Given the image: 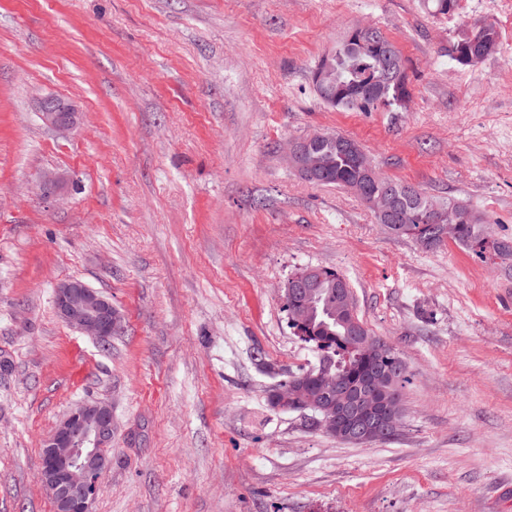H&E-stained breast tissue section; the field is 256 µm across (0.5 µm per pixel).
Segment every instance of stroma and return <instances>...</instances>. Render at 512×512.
<instances>
[{
  "label": "stroma",
  "instance_id": "stroma-1",
  "mask_svg": "<svg viewBox=\"0 0 512 512\" xmlns=\"http://www.w3.org/2000/svg\"><path fill=\"white\" fill-rule=\"evenodd\" d=\"M491 24L471 67L456 40ZM402 55L401 106L343 112L312 72L355 27ZM83 113L44 127L38 97ZM355 140L379 173L512 237V14L501 0H0V512H55L41 445L75 405L116 430L93 512H512V273L392 235L349 190L302 179L292 143ZM46 171L67 173L43 193ZM343 274L407 366L396 435L360 445L271 409L317 365L294 273ZM109 297L101 342L57 315ZM35 111L43 125L60 134L75 132L82 122L77 106L56 95L39 97L35 102ZM54 304L60 318L81 333L103 340L123 329V318L112 301L78 278L57 285Z\"/></svg>",
  "mask_w": 512,
  "mask_h": 512
}]
</instances>
